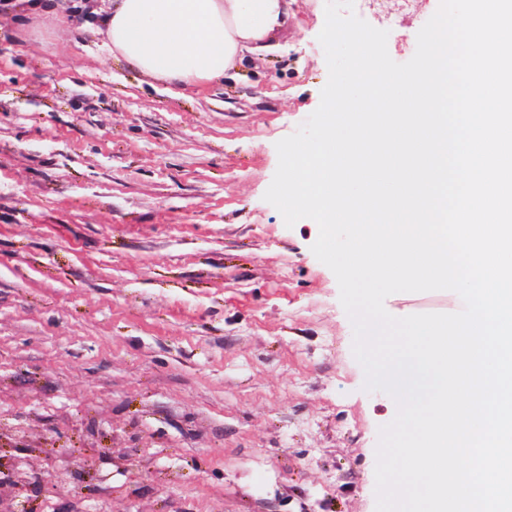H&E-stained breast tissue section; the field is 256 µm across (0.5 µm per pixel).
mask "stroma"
Returning <instances> with one entry per match:
<instances>
[{
	"label": "stroma",
	"mask_w": 512,
	"mask_h": 512,
	"mask_svg": "<svg viewBox=\"0 0 512 512\" xmlns=\"http://www.w3.org/2000/svg\"><path fill=\"white\" fill-rule=\"evenodd\" d=\"M440 0H367L409 61ZM87 13L0 12V465L62 492L6 512H376L379 429L315 221L265 201L276 144L320 104L325 0L270 49L173 92ZM453 291L400 292L404 317Z\"/></svg>",
	"instance_id": "obj_1"
}]
</instances>
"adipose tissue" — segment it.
<instances>
[{
  "label": "adipose tissue",
  "mask_w": 512,
  "mask_h": 512,
  "mask_svg": "<svg viewBox=\"0 0 512 512\" xmlns=\"http://www.w3.org/2000/svg\"><path fill=\"white\" fill-rule=\"evenodd\" d=\"M294 0H105L92 26L112 54L180 88L221 80L245 52L271 46Z\"/></svg>",
  "instance_id": "1"
}]
</instances>
